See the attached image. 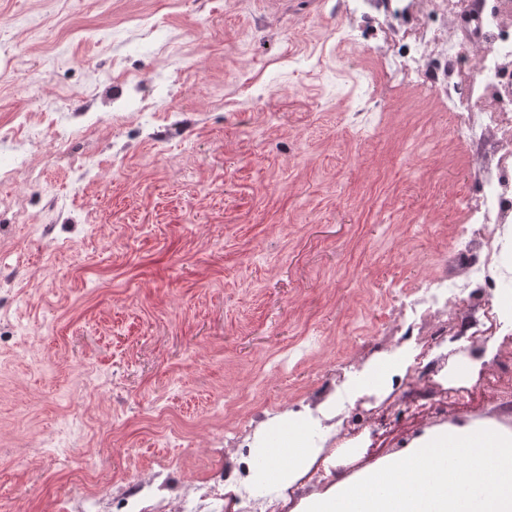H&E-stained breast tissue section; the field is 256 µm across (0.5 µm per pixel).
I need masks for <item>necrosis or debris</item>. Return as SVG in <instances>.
<instances>
[{
	"label": "necrosis or debris",
	"mask_w": 512,
	"mask_h": 512,
	"mask_svg": "<svg viewBox=\"0 0 512 512\" xmlns=\"http://www.w3.org/2000/svg\"><path fill=\"white\" fill-rule=\"evenodd\" d=\"M389 28L383 39L408 84L422 98L447 104L455 115L450 140L464 149L478 190L466 194L458 226L432 271L404 287L388 321L364 352L399 364L386 400L359 395L356 370L328 369L308 414L319 426L321 448L362 447L388 428L389 409L410 417L447 413L473 387L460 376L452 343L474 342L469 364L485 391L501 398L512 379V0H375ZM95 112L64 113L51 131L26 113L0 126V144L50 140V156L68 157L74 172L93 161L74 151L76 141L110 124ZM254 444L250 427L224 430L197 467L164 457L132 472L115 490L95 493L75 484L62 512H288L295 487L257 493L251 481Z\"/></svg>",
	"instance_id": "necrosis-or-debris-1"
}]
</instances>
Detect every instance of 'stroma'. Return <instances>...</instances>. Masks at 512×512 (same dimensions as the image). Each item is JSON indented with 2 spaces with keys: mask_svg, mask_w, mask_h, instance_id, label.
<instances>
[{
  "mask_svg": "<svg viewBox=\"0 0 512 512\" xmlns=\"http://www.w3.org/2000/svg\"><path fill=\"white\" fill-rule=\"evenodd\" d=\"M339 0H0V125L78 101L112 132L106 164L74 182L55 159L37 224L73 241L31 247L0 213L14 337L0 341V488L54 512L93 458L99 484L225 427L222 395L309 407L331 362H358L402 287L424 277L458 222L471 175L446 149L454 115L407 110L391 58L336 50ZM161 106L150 124L140 108ZM512 431L491 396L404 420L366 458L333 449L347 480L444 430Z\"/></svg>",
  "mask_w": 512,
  "mask_h": 512,
  "instance_id": "35a3bbf8",
  "label": "stroma"
}]
</instances>
